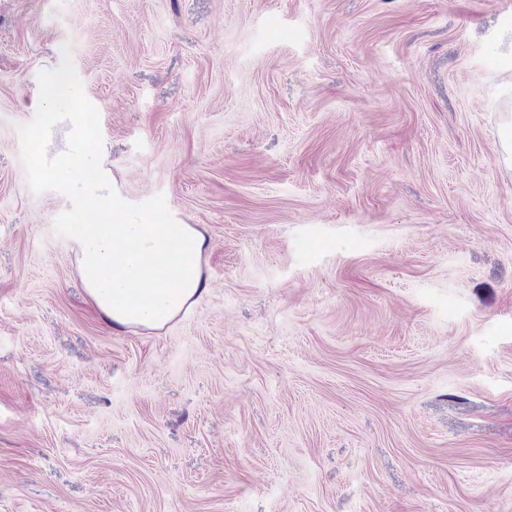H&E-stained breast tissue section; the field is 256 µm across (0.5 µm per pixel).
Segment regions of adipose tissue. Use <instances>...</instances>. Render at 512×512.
<instances>
[{"mask_svg":"<svg viewBox=\"0 0 512 512\" xmlns=\"http://www.w3.org/2000/svg\"><path fill=\"white\" fill-rule=\"evenodd\" d=\"M86 223L71 227L86 293L111 324L160 330L204 290L206 239L190 224H149L120 197L89 193Z\"/></svg>","mask_w":512,"mask_h":512,"instance_id":"ef3b65f1","label":"adipose tissue"}]
</instances>
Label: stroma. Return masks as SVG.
Here are the masks:
<instances>
[{"mask_svg":"<svg viewBox=\"0 0 512 512\" xmlns=\"http://www.w3.org/2000/svg\"><path fill=\"white\" fill-rule=\"evenodd\" d=\"M509 111L512 0H0V512H512ZM96 187L206 238L164 330ZM88 224L71 226L76 268L86 293L111 324L162 330L206 289L202 261L206 239L191 224H147L112 192L85 199ZM102 220L114 224H99ZM178 242L177 276L167 273Z\"/></svg>","mask_w":512,"mask_h":512,"instance_id":"1","label":"stroma"}]
</instances>
